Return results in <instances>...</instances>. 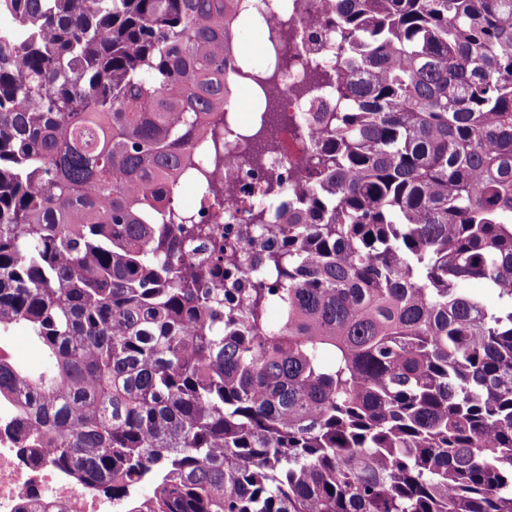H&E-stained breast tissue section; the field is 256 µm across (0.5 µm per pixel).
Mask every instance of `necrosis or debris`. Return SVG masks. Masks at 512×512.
<instances>
[{"instance_id":"4bbe7bcc","label":"necrosis or debris","mask_w":512,"mask_h":512,"mask_svg":"<svg viewBox=\"0 0 512 512\" xmlns=\"http://www.w3.org/2000/svg\"><path fill=\"white\" fill-rule=\"evenodd\" d=\"M334 5L335 0H247L242 19L258 29L262 43L277 37L291 43L290 60L272 86L288 122L258 162L238 141L235 128L225 129L224 164L212 173L224 193L218 200L196 195L191 206L208 223L233 230L251 223L258 211L275 214L267 174L277 175L287 186L303 183L305 166L316 158L312 114L335 104L331 92L311 80L314 66L336 65V32L325 23ZM19 410L16 400H0V512L49 503L62 505L65 512H120L107 488L88 491L71 475L56 470L48 449L33 456L21 448L22 432L15 422Z\"/></svg>"}]
</instances>
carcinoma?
Here are the masks:
<instances>
[{
	"mask_svg": "<svg viewBox=\"0 0 512 512\" xmlns=\"http://www.w3.org/2000/svg\"><path fill=\"white\" fill-rule=\"evenodd\" d=\"M241 9L0 0L24 447L125 512H512V0H336L340 109L252 252L171 209L188 174L220 193L237 88L255 159L287 123Z\"/></svg>",
	"mask_w": 512,
	"mask_h": 512,
	"instance_id": "carcinoma-1",
	"label": "carcinoma"
}]
</instances>
